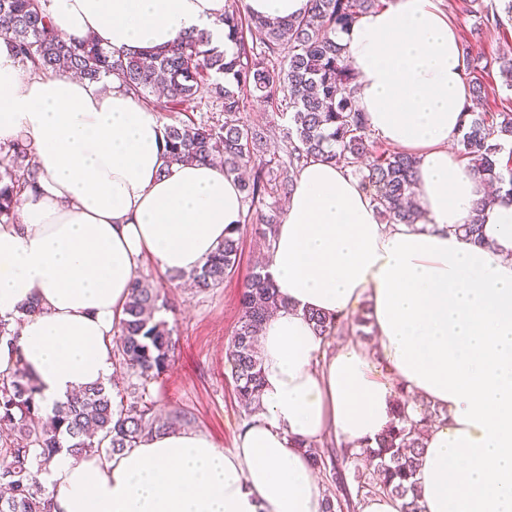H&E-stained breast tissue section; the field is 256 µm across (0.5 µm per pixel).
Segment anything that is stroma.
<instances>
[{
	"instance_id": "stroma-1",
	"label": "stroma",
	"mask_w": 512,
	"mask_h": 512,
	"mask_svg": "<svg viewBox=\"0 0 512 512\" xmlns=\"http://www.w3.org/2000/svg\"><path fill=\"white\" fill-rule=\"evenodd\" d=\"M442 8L455 20L461 44L481 48L512 37V22L503 33L482 30L478 17L470 13L469 0H442ZM253 225L244 229L242 250L235 274L224 284L206 291L170 281L154 261L144 259L138 275L158 288L166 308L160 316L173 330L176 347L168 369L149 386L156 409L162 416L187 412L191 429L208 435L217 447L233 449L248 417L238 405L231 368L225 350L239 318L240 292L265 246Z\"/></svg>"
}]
</instances>
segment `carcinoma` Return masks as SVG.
I'll return each mask as SVG.
<instances>
[{"label": "carcinoma", "instance_id": "cac0c4a2", "mask_svg": "<svg viewBox=\"0 0 512 512\" xmlns=\"http://www.w3.org/2000/svg\"><path fill=\"white\" fill-rule=\"evenodd\" d=\"M48 0H0V37L12 42L16 56L38 73L73 71L98 82L114 76L137 99L158 112L193 109L205 96L221 104L224 121L189 122L164 127L168 158L172 163L222 158L229 174L249 171L240 181L247 205L245 221L254 211L286 196L294 186L298 166L310 160L332 161L358 178L379 216L388 224H411L408 205L415 159L388 148H376L362 113L355 107L353 69L338 41L359 16L384 6L383 0H309L307 13L294 19L269 20L240 9L224 13L220 23L234 41L232 54L211 45L210 34L179 35L160 52L120 53L102 47L95 38L73 42L49 32ZM481 24L497 31L503 18L512 20V0H480ZM464 69L471 75L472 98L488 96L486 84L474 73L498 70L512 88V57L491 46L473 52L462 48ZM255 97L288 119L283 137L288 160L276 158L271 136L243 121L244 100ZM467 117L459 140V154L481 177L499 185L497 198L512 203V148L507 161L501 155L512 144V106L499 112ZM37 182L33 155L23 141L0 146V221L13 218L23 189ZM271 207H276L273 202ZM240 236H229L199 269L174 273L206 290L224 283L237 269ZM283 303L266 264L255 268L240 296L238 327L226 350L239 405L251 415L260 408L262 361L257 345L267 316ZM161 311L158 289L134 280L114 336L115 366L136 379L130 384L133 402L117 400L121 391L99 385L84 389L64 402L42 405L36 381L18 365L0 374V512H51L50 493L38 475L55 458L98 456L108 459L132 448L160 429L188 423L180 414L159 423L148 385L168 368L174 351L172 330L157 317ZM317 330L335 336L356 329L366 337L368 308L350 319L337 320L311 312ZM419 410L422 424L438 418V409L399 390L394 419L376 446L336 448L343 463L354 464L356 499L387 494L402 500V512H422L413 481L422 448V429L408 425L407 408ZM373 465L364 471L360 458Z\"/></svg>", "mask_w": 512, "mask_h": 512}]
</instances>
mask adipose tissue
<instances>
[{
    "mask_svg": "<svg viewBox=\"0 0 512 512\" xmlns=\"http://www.w3.org/2000/svg\"><path fill=\"white\" fill-rule=\"evenodd\" d=\"M440 0H387L339 35L372 135L416 159L412 224H384L347 170L305 165L269 259L284 302L265 323L261 409L233 450L169 429L112 458H56L52 512H324L302 448L372 444L398 390L448 415L429 427L423 512H512V205L451 144L470 101L457 26ZM226 0H49L56 31L118 51L205 30L232 50ZM25 139L38 170L18 222L0 223V372L15 364L45 403L108 384L110 339L144 258L203 265L243 225L222 164L169 163L158 113L112 85L41 74L0 38V144ZM482 220V242L458 226ZM368 304L372 344L335 345L307 319Z\"/></svg>",
    "mask_w": 512,
    "mask_h": 512,
    "instance_id": "obj_1",
    "label": "adipose tissue"
}]
</instances>
